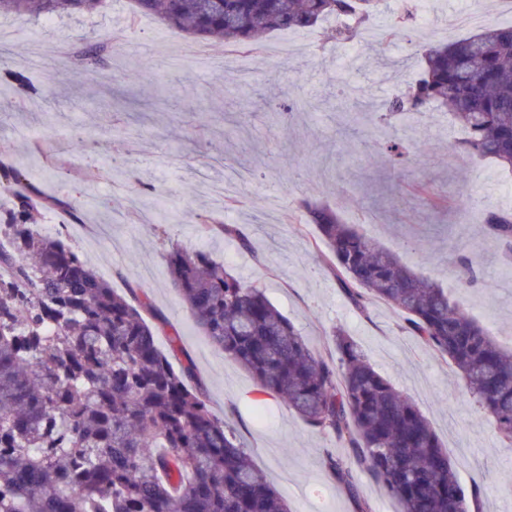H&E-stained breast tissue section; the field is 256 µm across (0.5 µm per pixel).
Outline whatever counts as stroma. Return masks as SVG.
<instances>
[{"label": "stroma", "instance_id": "obj_1", "mask_svg": "<svg viewBox=\"0 0 512 512\" xmlns=\"http://www.w3.org/2000/svg\"><path fill=\"white\" fill-rule=\"evenodd\" d=\"M477 4L487 24H512L507 0H424L428 29L393 32L404 0H385L368 22L379 41H336L330 23L301 29L290 56L277 58L283 33L253 51L195 41L131 0L47 19L0 16V160L24 169L43 196L68 204L76 220L48 210L72 247L115 291L148 298L156 344L178 337L196 365L209 406L236 430L254 464L290 512H398L367 475L349 492L327 471V454L344 455L335 437L308 427L204 335L173 288L165 254L212 251L245 284L264 288L311 350L334 352L342 328L369 362L416 402L464 489H479V512H512V447L471 399L455 366L403 328L398 310L371 300L357 308L336 276L314 260L322 244L303 201L330 205L347 224L398 251L408 265L451 288L493 339L512 349V271L487 239L484 216L512 211V174L471 160L455 144L460 128L447 110L374 123L358 135L341 127L354 89L367 88L378 112L393 90L418 76L410 43L461 37L449 22ZM101 42L96 68L76 59L83 39ZM215 59L236 53L235 68L186 72L177 53ZM236 224L254 248L202 233L187 213ZM469 256L477 284L457 285L454 263Z\"/></svg>", "mask_w": 512, "mask_h": 512}]
</instances>
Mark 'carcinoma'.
Here are the masks:
<instances>
[{"instance_id":"carcinoma-1","label":"carcinoma","mask_w":512,"mask_h":512,"mask_svg":"<svg viewBox=\"0 0 512 512\" xmlns=\"http://www.w3.org/2000/svg\"><path fill=\"white\" fill-rule=\"evenodd\" d=\"M103 0H0V13L58 17ZM141 13L195 38L239 46L331 17L352 39L382 0H133ZM419 79L389 111L444 107L462 126L459 149L512 171V25L446 43L413 45ZM26 182L0 165V191ZM15 194L0 223V512H289L254 467L234 430L214 415L190 360L174 366L158 350L144 300L131 303L69 245L34 228L33 196ZM326 246L324 264L351 301L397 308L405 328L459 370L467 394L512 445V351L451 299L448 289L344 224L332 209L304 201ZM210 233L251 240L201 214ZM484 228L512 265V211L486 213ZM171 283L212 345L263 390L288 401L309 427L347 449L329 455L331 475L349 491L366 474L400 512H469V500L416 404L367 361L341 329L336 358L314 354L266 297L224 270L206 250L172 251ZM459 285L478 272L459 257Z\"/></svg>"}]
</instances>
